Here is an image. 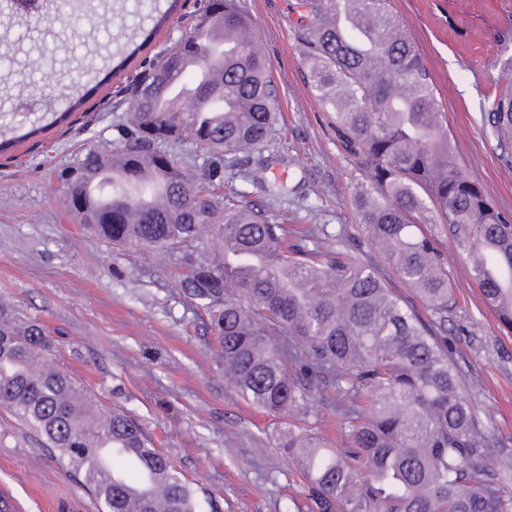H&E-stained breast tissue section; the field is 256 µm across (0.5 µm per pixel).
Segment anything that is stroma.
<instances>
[{
  "mask_svg": "<svg viewBox=\"0 0 512 512\" xmlns=\"http://www.w3.org/2000/svg\"><path fill=\"white\" fill-rule=\"evenodd\" d=\"M202 0H179L160 25L154 0H89L82 36L52 6L24 17L0 11V126L15 124L0 152V297L50 330L54 364L105 408L134 416L198 490L199 512H309L303 476L276 443L289 426L330 448L346 438L335 411L314 403L307 418L269 413L225 385L202 312L181 292L168 256L111 242L79 224L46 181L47 167L112 137L120 90L188 31ZM292 0H243L279 85L282 118L268 146L267 180L299 188L289 212L343 234L415 310L423 304L362 239L349 203L356 174L335 120L314 96L288 24ZM440 94L459 165L512 213V167L480 104L496 89L512 30V0H393ZM69 44L67 54L56 52ZM78 83L76 104L66 94ZM459 307L448 344L489 435L512 458V334L488 309L468 265L443 239ZM0 503L8 512H97L94 498L57 455L0 408Z\"/></svg>",
  "mask_w": 512,
  "mask_h": 512,
  "instance_id": "obj_1",
  "label": "stroma"
}]
</instances>
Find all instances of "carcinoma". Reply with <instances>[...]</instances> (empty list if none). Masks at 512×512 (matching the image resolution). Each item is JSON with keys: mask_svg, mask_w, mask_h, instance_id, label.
I'll list each match as a JSON object with an SVG mask.
<instances>
[{"mask_svg": "<svg viewBox=\"0 0 512 512\" xmlns=\"http://www.w3.org/2000/svg\"><path fill=\"white\" fill-rule=\"evenodd\" d=\"M390 0H294L306 77L358 171L366 239L429 312L403 304L342 236L288 227V211L224 192L239 154L279 121L269 65L238 0H207L187 35L127 86L104 145L47 170L78 223L116 248L179 258L177 284L207 317L224 381L249 404L306 416L336 408L348 448L288 428L279 447L311 512H512L499 458L448 350L458 302L446 235L512 332V216L457 164L427 63ZM482 116L512 145V56ZM190 139L204 166L183 155ZM81 171L72 183L63 176ZM274 202L277 182L254 179ZM212 244L198 252L196 242ZM47 328L0 302V407L54 448L102 512H197V489L127 412L107 410L52 365Z\"/></svg>", "mask_w": 512, "mask_h": 512, "instance_id": "obj_1", "label": "carcinoma"}]
</instances>
